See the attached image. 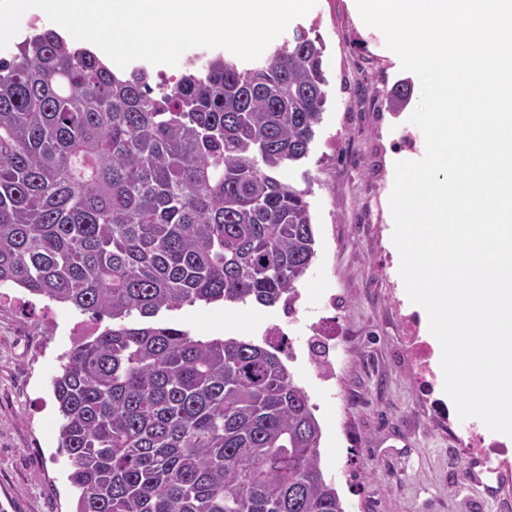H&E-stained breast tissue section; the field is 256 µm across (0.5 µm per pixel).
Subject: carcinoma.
I'll return each instance as SVG.
<instances>
[{
	"instance_id": "carcinoma-1",
	"label": "carcinoma",
	"mask_w": 512,
	"mask_h": 512,
	"mask_svg": "<svg viewBox=\"0 0 512 512\" xmlns=\"http://www.w3.org/2000/svg\"><path fill=\"white\" fill-rule=\"evenodd\" d=\"M322 54L298 26L255 61L195 53L156 84L52 29L0 57V286L112 319L51 382L76 512H344L278 345L126 322L197 301L294 312L313 178L280 172L321 122Z\"/></svg>"
}]
</instances>
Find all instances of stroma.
<instances>
[{"instance_id":"obj_1","label":"stroma","mask_w":512,"mask_h":512,"mask_svg":"<svg viewBox=\"0 0 512 512\" xmlns=\"http://www.w3.org/2000/svg\"><path fill=\"white\" fill-rule=\"evenodd\" d=\"M297 22L320 36L329 80L308 157L282 173L297 187L304 174L316 179L307 197L316 258L298 286L306 306L291 317L279 305L198 303L157 320L194 336L220 325L225 336L259 345L272 323L301 342L313 324L335 336L330 379H319L302 355L287 367L318 407L322 465L345 512H512V493L487 498L493 481L473 474L448 438L452 430L483 431L482 421L454 415L441 424L430 402L448 403L442 383L426 395L395 358L400 317L413 307L399 274L389 198L396 161L425 154L424 135L410 121L420 81L402 71L381 31L361 21L354 0H317ZM404 79L408 103L389 111L385 95ZM91 327L69 304L33 298L25 310L0 308V505L7 512H75L51 380L77 332Z\"/></svg>"}]
</instances>
